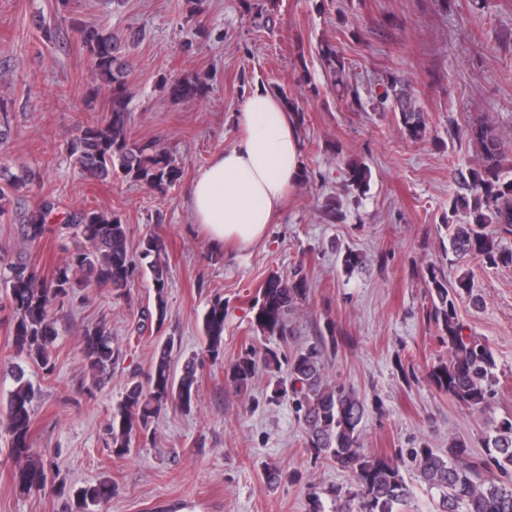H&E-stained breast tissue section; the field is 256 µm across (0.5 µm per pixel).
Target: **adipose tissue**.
<instances>
[{
  "mask_svg": "<svg viewBox=\"0 0 512 512\" xmlns=\"http://www.w3.org/2000/svg\"><path fill=\"white\" fill-rule=\"evenodd\" d=\"M236 125L235 143L198 171L188 192L195 221L217 252L260 242L302 180L295 120L277 96L253 89L238 106Z\"/></svg>",
  "mask_w": 512,
  "mask_h": 512,
  "instance_id": "ef3b65f1",
  "label": "adipose tissue"
}]
</instances>
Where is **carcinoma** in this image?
Instances as JSON below:
<instances>
[{
  "mask_svg": "<svg viewBox=\"0 0 512 512\" xmlns=\"http://www.w3.org/2000/svg\"><path fill=\"white\" fill-rule=\"evenodd\" d=\"M71 25L81 32V41L89 56L91 85L89 92L108 93L104 119L86 126L71 141L70 158L82 171L102 180L114 176L138 183L150 191L165 195L182 178L183 168L169 151L155 142H136L128 136L131 113L126 86V53L121 42L98 28H86L77 21ZM327 81L340 94L350 93V68L336 46H318ZM169 95L177 101L202 96L206 83L199 77L165 82ZM389 104L404 133L411 139L426 136L424 112L401 79L391 77L383 85L379 104ZM469 142L475 158L468 168L467 192L456 195L449 204L452 216L461 215V224H446L449 262L476 259L492 267L512 265V250L501 248L503 234H512V177L505 176L506 145L489 124L469 128ZM347 186L362 193L370 188L372 171L361 160L345 163ZM32 184L31 174L16 173L0 166V223L13 217L16 196ZM58 208L45 197L25 213L19 231L30 244L41 242L51 231L49 221ZM64 225L78 241L63 263L46 277L23 259L0 256V310L9 308V335L16 354L50 373L54 369L51 354L59 336L56 312L70 307L83 288L94 285L118 296L125 294L138 275L151 281L153 306L141 311L138 330H161L167 316L168 269L163 245L152 234L140 243L139 258L133 259L127 243V228L117 214L107 216L95 209L79 208L67 212ZM494 226L488 231V226ZM428 296L426 317L434 322L448 357L432 365L428 382L457 402L480 413L490 404L494 355L487 343L466 333V325L457 313V301L470 293L464 276L449 280L444 268L432 264L423 276ZM307 281L300 273L271 275L252 303L253 326L264 337L288 341V311L306 296ZM224 298L216 294L208 300L202 319V352L212 362L224 358ZM335 332L320 335L290 357L274 349L262 354L252 348L241 352L224 366V379L238 389H246L259 368L285 372L272 399L290 397L299 422L304 427L306 448L318 460L334 463L352 477L346 487L328 491L333 512H404L412 491L401 473L399 461L391 456L375 455L362 447L361 423L364 401L344 385H331L323 377V358L337 351ZM174 339L163 343L155 355L150 387L132 382L112 412L109 428L112 454L123 458L131 452L132 438L147 435L150 419L168 403L175 401L191 409L197 382L198 364L187 359L175 371ZM81 353L93 381L117 364L122 356L115 347L112 330L105 321L87 327L81 334ZM33 385L24 372L15 375V387L9 392L4 417L11 451L21 461L15 472L18 486L27 492L39 491L47 483L53 462L34 452L32 436ZM485 454L473 457L466 440L450 441L448 451L414 448L410 452L416 471L428 490L439 495L440 512H512V417L494 420L484 438ZM112 495V483L102 480L76 492L77 512H91Z\"/></svg>",
  "mask_w": 512,
  "mask_h": 512,
  "instance_id": "cac0c4a2",
  "label": "carcinoma"
}]
</instances>
